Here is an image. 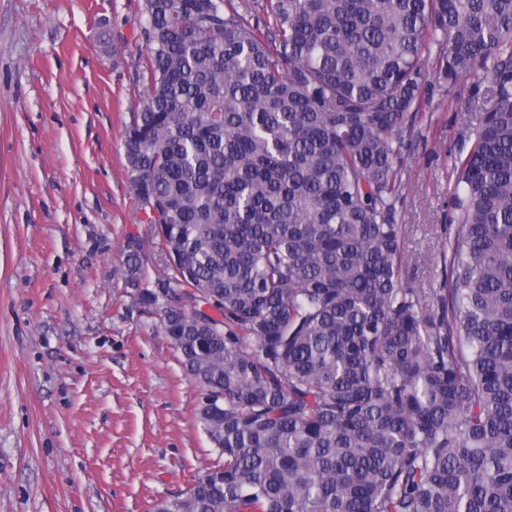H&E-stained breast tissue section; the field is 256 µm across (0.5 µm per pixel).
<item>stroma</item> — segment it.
<instances>
[{
	"instance_id": "obj_1",
	"label": "stroma",
	"mask_w": 512,
	"mask_h": 512,
	"mask_svg": "<svg viewBox=\"0 0 512 512\" xmlns=\"http://www.w3.org/2000/svg\"><path fill=\"white\" fill-rule=\"evenodd\" d=\"M141 0H0V512H148L221 457L200 390L123 278L140 239L123 131L141 109ZM471 80L422 102L401 172L413 287L443 277L453 161L483 119Z\"/></svg>"
}]
</instances>
